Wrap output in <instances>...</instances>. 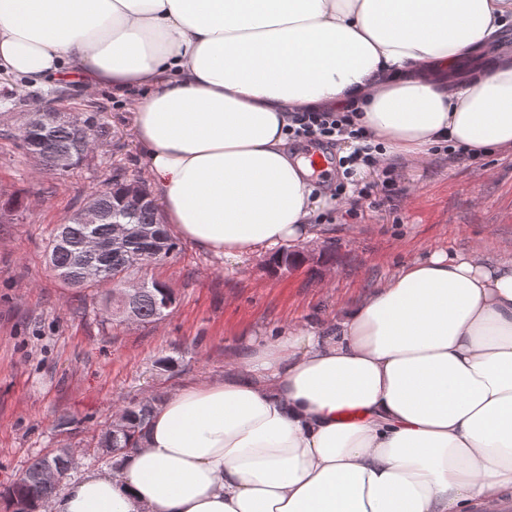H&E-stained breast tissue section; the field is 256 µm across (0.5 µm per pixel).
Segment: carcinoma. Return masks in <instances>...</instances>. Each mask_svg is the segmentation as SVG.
<instances>
[{
	"mask_svg": "<svg viewBox=\"0 0 512 512\" xmlns=\"http://www.w3.org/2000/svg\"><path fill=\"white\" fill-rule=\"evenodd\" d=\"M35 137L45 143L44 169L54 174L57 173L58 156L76 157L86 153L84 135L76 125L49 126L36 132ZM128 188L127 180L119 175L112 177L107 187L88 195L100 212L98 223L83 224L74 215L68 223L57 228L48 249V263L67 284L76 288L121 285L140 269L137 261L158 265L178 249L166 225L158 222L155 199L141 185L135 197L129 195ZM116 224L128 228V233L120 239L113 238L112 229ZM147 225L157 234L153 241L139 235V229ZM89 237L112 241V249L103 253L84 250L83 244ZM170 294L172 290L166 284L157 280L145 281L124 303V313L140 323L158 321L169 315V311L162 308V301ZM162 402L161 397L152 396L124 407L122 422L112 429L103 428L93 436L84 458L90 462L101 460L100 448H117L122 454L136 448L146 433L153 412ZM49 464L63 480L79 467V463L61 452L35 457L21 476L0 489V502L4 504L5 512H40L59 486L57 482L43 479L42 472Z\"/></svg>",
	"mask_w": 512,
	"mask_h": 512,
	"instance_id": "carcinoma-1",
	"label": "carcinoma"
}]
</instances>
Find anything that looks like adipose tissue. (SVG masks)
<instances>
[{"mask_svg": "<svg viewBox=\"0 0 512 512\" xmlns=\"http://www.w3.org/2000/svg\"><path fill=\"white\" fill-rule=\"evenodd\" d=\"M512 0H0V65L144 91L133 126L166 223L240 257L331 208L288 115L357 97L387 154L512 147V55L447 86ZM182 387L139 448L47 512H468L512 498V259L435 251L333 330L250 343Z\"/></svg>", "mask_w": 512, "mask_h": 512, "instance_id": "adipose-tissue-1", "label": "adipose tissue"}]
</instances>
